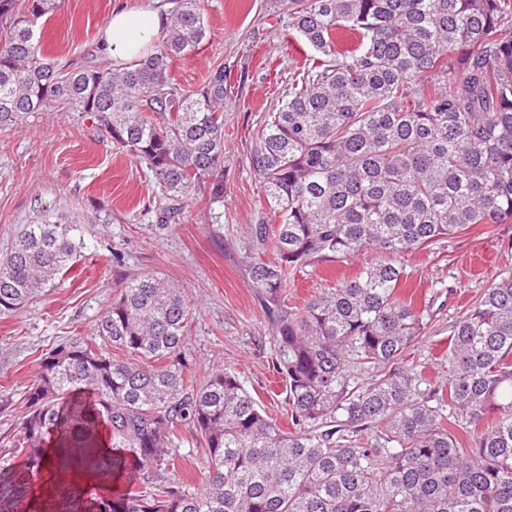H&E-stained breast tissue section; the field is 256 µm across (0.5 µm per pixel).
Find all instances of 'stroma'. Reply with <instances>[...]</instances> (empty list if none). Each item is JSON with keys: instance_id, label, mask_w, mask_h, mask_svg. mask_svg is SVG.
<instances>
[{"instance_id": "1", "label": "stroma", "mask_w": 512, "mask_h": 512, "mask_svg": "<svg viewBox=\"0 0 512 512\" xmlns=\"http://www.w3.org/2000/svg\"><path fill=\"white\" fill-rule=\"evenodd\" d=\"M44 26L51 59L73 67L91 61L116 5L138 9L154 0H58ZM274 0H206L210 37L195 55L172 63L170 77L199 87L218 64L231 67L224 101V201L162 222L161 195L146 165L119 149L92 119L49 108L0 131V254L31 224H68L77 247L70 270L44 295L0 316V438L15 433L21 399L40 356L88 335L127 279L157 273L180 288L195 310L188 325V363L197 382L213 369L239 377L279 422H286V384L275 370L273 318L254 288L251 226L260 218L259 178L248 162L253 130L276 108L301 64L287 49ZM365 256L320 262L292 275L286 292L301 306L336 288ZM403 293L430 311L426 335L406 359L425 383L448 382L450 327L485 288L512 274V223L476 224L403 259ZM165 480L189 492L207 480L205 453L182 429Z\"/></svg>"}]
</instances>
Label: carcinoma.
I'll use <instances>...</instances> for the list:
<instances>
[{
  "label": "carcinoma",
  "mask_w": 512,
  "mask_h": 512,
  "mask_svg": "<svg viewBox=\"0 0 512 512\" xmlns=\"http://www.w3.org/2000/svg\"><path fill=\"white\" fill-rule=\"evenodd\" d=\"M174 3L146 55L65 72L38 26L56 0H0V129L53 103L84 113L146 163L165 219L224 201L231 74L221 62L196 90L172 82L171 62L195 54L208 32L201 0ZM277 9L288 42L309 53L252 136L266 208L253 246L266 251L276 230L275 257L251 273L275 318L294 430L232 373L192 384L195 311L167 279L144 273L89 335L42 356L18 432L0 447L29 472L46 469L52 443L55 470L127 472L145 484L96 512H512V276L451 327L448 385L433 390L404 362L428 310L399 292L405 254L471 224L512 223V0H278ZM69 231L32 224L0 259V315L66 274ZM368 250L378 259L344 285L287 304L288 271ZM102 424L123 453L99 452ZM186 427L207 461L196 493L150 478ZM25 488L0 468V501ZM75 500L72 487L56 488L62 512Z\"/></svg>",
  "instance_id": "1"
}]
</instances>
